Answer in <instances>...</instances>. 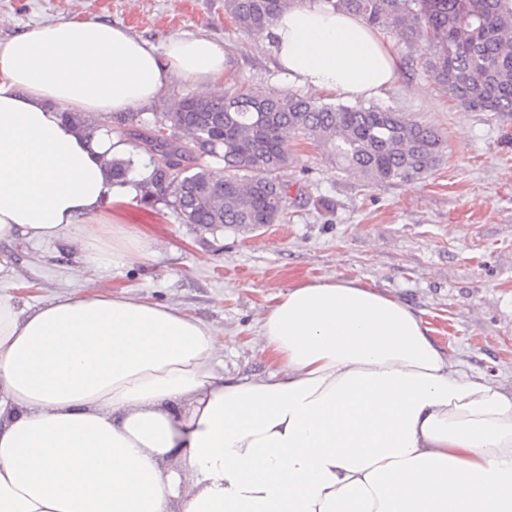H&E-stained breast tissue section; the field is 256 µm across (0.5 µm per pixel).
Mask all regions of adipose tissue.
Listing matches in <instances>:
<instances>
[{
  "mask_svg": "<svg viewBox=\"0 0 512 512\" xmlns=\"http://www.w3.org/2000/svg\"><path fill=\"white\" fill-rule=\"evenodd\" d=\"M268 35L289 83L368 98L392 84L388 42L309 0ZM223 42L155 45L93 20L0 42V241L78 240L104 276L142 258L95 219L119 199L66 113L113 116L173 79L224 83ZM257 342L274 369H217L214 329L174 304L62 293L32 310L0 292V512H512V392L468 373L397 299L356 280L278 293Z\"/></svg>",
  "mask_w": 512,
  "mask_h": 512,
  "instance_id": "obj_1",
  "label": "adipose tissue"
}]
</instances>
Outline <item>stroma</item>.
I'll return each instance as SVG.
<instances>
[{"label": "stroma", "mask_w": 512, "mask_h": 512, "mask_svg": "<svg viewBox=\"0 0 512 512\" xmlns=\"http://www.w3.org/2000/svg\"><path fill=\"white\" fill-rule=\"evenodd\" d=\"M94 19L130 28L153 43L202 31L224 43L231 64L225 90H285L267 34L237 30L224 0H0V41L58 19ZM395 83L375 104L439 128L445 150L426 177L368 182L340 169L327 148L289 135L288 219L253 232L183 223L170 189L128 196L100 216L104 241L136 230L144 258L88 281L73 278L82 251L72 239L0 241V290L21 307L87 287L130 288L179 305L224 338L229 374L264 375L272 366L252 342L274 295L298 282L357 279L406 303L437 344L470 373L512 390V113L460 106L420 63L423 46L388 34ZM188 92L172 81L151 106L109 118L116 130L152 126Z\"/></svg>", "instance_id": "35a3bbf8"}]
</instances>
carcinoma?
Instances as JSON below:
<instances>
[{"label":"carcinoma","instance_id":"cac0c4a2","mask_svg":"<svg viewBox=\"0 0 512 512\" xmlns=\"http://www.w3.org/2000/svg\"><path fill=\"white\" fill-rule=\"evenodd\" d=\"M303 0H224L237 28L267 31L282 11ZM361 16L369 25L425 44L423 65L464 108L512 112V0H318ZM183 143L148 131L123 135L178 163L154 172L151 184L173 185L172 206L186 224L242 231L286 219L288 189L279 172L291 160L288 134L313 139L370 182L421 178L440 161L445 140L436 127L378 104L326 103L272 88L222 97L187 94L162 113ZM224 164V182L212 163ZM114 183L131 184L133 159L111 161Z\"/></svg>","mask_w":512,"mask_h":512}]
</instances>
